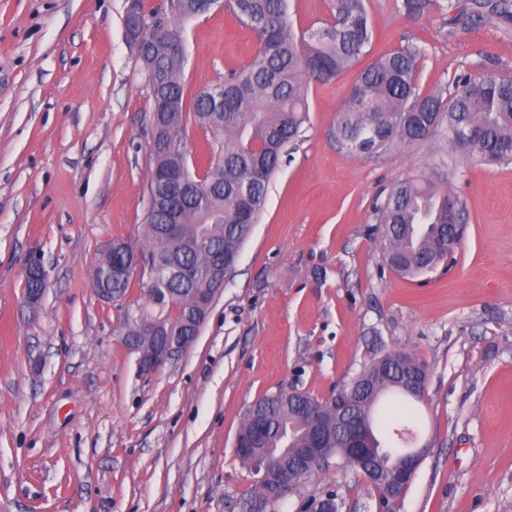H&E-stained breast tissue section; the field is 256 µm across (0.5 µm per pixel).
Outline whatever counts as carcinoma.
Masks as SVG:
<instances>
[{
	"label": "carcinoma",
	"instance_id": "cac0c4a2",
	"mask_svg": "<svg viewBox=\"0 0 512 512\" xmlns=\"http://www.w3.org/2000/svg\"><path fill=\"white\" fill-rule=\"evenodd\" d=\"M467 12L457 0H402L400 9L419 17L437 9L455 12L452 22L475 23L488 8L512 19V0H478ZM222 8L257 39L252 60L224 75V81L198 92L187 88L185 55L170 47L173 31L184 22ZM208 8L202 0H137L135 16L125 15L126 36L141 62L152 101L150 170L143 240L137 248L155 275L149 302L136 308V318L124 316V345L140 342L143 325L160 324L162 336H180L202 314L191 289L166 281L175 260L192 267L199 279H214L215 255L224 254V274L236 264L266 203L270 179L280 166L283 148L308 122L307 94L311 82L328 84L353 67L373 36L364 0H329L330 18L306 31L294 29L288 0H218ZM421 48L407 43L382 54L364 68L336 117V142L355 154L375 156L401 145L441 136L465 161L512 163V75L464 70L451 84L418 87ZM214 137L205 161L186 151L189 124ZM382 225L381 250L399 275L429 281L448 265L454 249L448 225L465 221L466 204L435 180L411 177L396 183L373 207ZM181 225L175 238L162 234L169 222ZM122 238L112 239L114 263L137 250ZM412 364L413 355L399 351L371 358L367 366L326 400L298 390H280L254 402L246 411L236 441L238 457L250 468L261 461L273 470L292 473L293 485L316 468L299 459L313 426L336 432V406L366 418L374 464L384 478L370 482L380 500L389 493L387 476L406 459L409 443L398 433L414 435L416 422L393 428L396 440L375 433V416L384 398H410L397 385L398 371ZM267 486L256 481L247 512H267Z\"/></svg>",
	"mask_w": 512,
	"mask_h": 512
}]
</instances>
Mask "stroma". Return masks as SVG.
Masks as SVG:
<instances>
[{
  "label": "stroma",
  "instance_id": "35a3bbf8",
  "mask_svg": "<svg viewBox=\"0 0 512 512\" xmlns=\"http://www.w3.org/2000/svg\"><path fill=\"white\" fill-rule=\"evenodd\" d=\"M365 0L359 60L405 42L429 90L466 69L512 71V20L448 31ZM126 0H0V512H244L255 476L234 448L248 407L295 388L318 398L377 351L428 368L417 405L428 452L392 512H512V164L457 161L440 137L377 156L332 130L354 82L311 83L309 122L289 143L266 206L194 343L151 375L97 299L110 237L143 239L151 101L123 26ZM188 87L248 62L253 34L224 11L186 24ZM442 178L467 202L447 275L423 283L385 264L372 207L397 181ZM39 255L48 292L23 301ZM335 492L339 512L378 494L331 457L274 512ZM36 280L40 283V288L32 294L24 293V302L31 312H39L48 290V276L41 259L37 255H32L25 266L24 281Z\"/></svg>",
  "mask_w": 512,
  "mask_h": 512
}]
</instances>
